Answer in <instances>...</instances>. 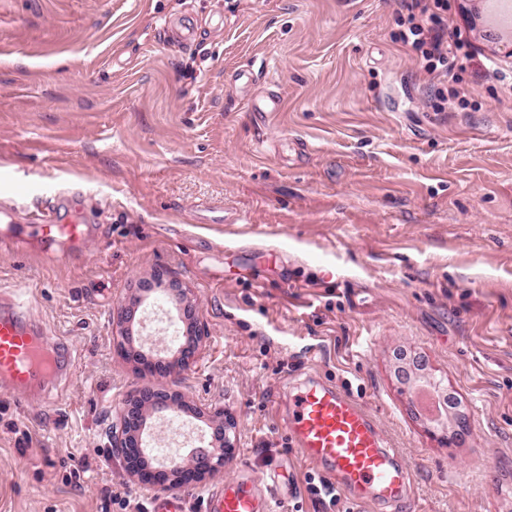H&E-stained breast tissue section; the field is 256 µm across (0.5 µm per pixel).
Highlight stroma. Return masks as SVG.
Segmentation results:
<instances>
[{
  "instance_id": "obj_1",
  "label": "stroma",
  "mask_w": 512,
  "mask_h": 512,
  "mask_svg": "<svg viewBox=\"0 0 512 512\" xmlns=\"http://www.w3.org/2000/svg\"><path fill=\"white\" fill-rule=\"evenodd\" d=\"M400 0H0V210L16 223L74 194L82 252L0 249V293L67 343L52 402L0 392V512L153 507L110 455L112 418L156 385L129 347L171 359L147 315L192 288L206 348L175 381L237 420L214 485L289 488L274 512H380L306 491L288 398L313 373L376 419L412 474L411 512H512V31L485 0H449L469 42L455 78L397 40ZM190 21L194 43L162 24ZM275 98L278 109L258 111ZM461 399L442 446L410 404L399 352ZM91 467L78 473L81 459Z\"/></svg>"
}]
</instances>
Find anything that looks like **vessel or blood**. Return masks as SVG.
I'll use <instances>...</instances> for the list:
<instances>
[{
  "mask_svg": "<svg viewBox=\"0 0 512 512\" xmlns=\"http://www.w3.org/2000/svg\"><path fill=\"white\" fill-rule=\"evenodd\" d=\"M92 235L90 225L62 216L54 208L36 212L29 223L17 225L9 243L41 252L61 242L80 248ZM60 342L47 337L40 322L12 299L0 301V387L17 394L39 386L51 398L49 384L66 375L69 363ZM288 435L302 457L323 470L336 489L359 503L393 505L404 501L411 473L381 435L373 417L350 393L332 381L309 376L289 405ZM248 478L214 487L205 493L203 512H269V492Z\"/></svg>",
  "mask_w": 512,
  "mask_h": 512,
  "instance_id": "vessel-or-blood-1",
  "label": "vessel or blood"
}]
</instances>
